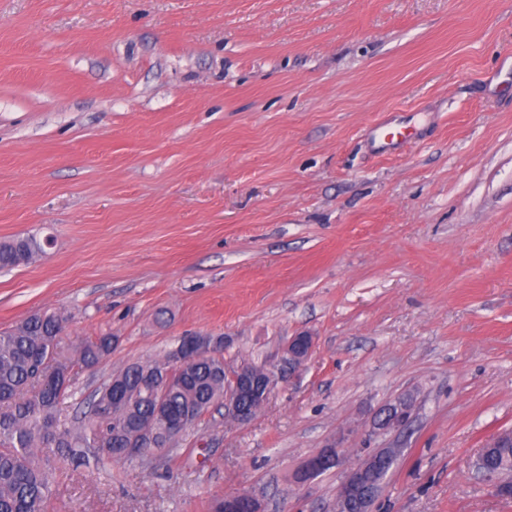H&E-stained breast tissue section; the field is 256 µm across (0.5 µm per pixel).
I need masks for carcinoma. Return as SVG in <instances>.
<instances>
[{
  "label": "carcinoma",
  "mask_w": 512,
  "mask_h": 512,
  "mask_svg": "<svg viewBox=\"0 0 512 512\" xmlns=\"http://www.w3.org/2000/svg\"><path fill=\"white\" fill-rule=\"evenodd\" d=\"M50 244L28 236L0 242V268L27 264ZM63 323L61 314L45 311L0 332V512H50L54 459L46 448L77 467L132 461L128 449L139 439L141 422L156 411L169 425L158 443L144 445L146 452L170 447L224 406L218 337L195 364L180 368L169 354L124 367L93 392L77 427L59 429L57 415L73 396L75 375L109 358L116 342L105 333L66 348ZM479 462L485 473H512V442L488 444Z\"/></svg>",
  "instance_id": "1"
}]
</instances>
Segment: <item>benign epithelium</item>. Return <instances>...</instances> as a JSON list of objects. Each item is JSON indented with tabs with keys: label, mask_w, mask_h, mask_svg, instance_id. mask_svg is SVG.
Instances as JSON below:
<instances>
[{
	"label": "benign epithelium",
	"mask_w": 512,
	"mask_h": 512,
	"mask_svg": "<svg viewBox=\"0 0 512 512\" xmlns=\"http://www.w3.org/2000/svg\"><path fill=\"white\" fill-rule=\"evenodd\" d=\"M205 343L197 339H187L175 349L176 361L186 365L202 358ZM314 338L308 333H300L289 338L280 359V367L270 369L255 368L242 363L224 375V415L237 423H247L253 419L240 402L242 389L248 388L259 403H264L274 390L280 376L285 372L299 369L311 356ZM414 410V397L405 394L394 402L384 405L374 417L371 432L383 436L390 431L403 429L411 419ZM402 455L400 448H378L366 455L361 462L344 471L337 498L336 512H373L384 482ZM345 464L344 450L330 445L309 458L300 479L307 481ZM224 512H261V503L253 494L246 497L238 494L224 498Z\"/></svg>",
	"instance_id": "7a95c632"
}]
</instances>
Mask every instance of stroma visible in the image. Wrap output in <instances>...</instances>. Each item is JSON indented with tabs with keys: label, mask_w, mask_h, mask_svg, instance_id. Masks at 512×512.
<instances>
[{
	"label": "stroma",
	"mask_w": 512,
	"mask_h": 512,
	"mask_svg": "<svg viewBox=\"0 0 512 512\" xmlns=\"http://www.w3.org/2000/svg\"><path fill=\"white\" fill-rule=\"evenodd\" d=\"M414 126L379 155L371 124ZM0 330L112 333L61 414L181 337L224 363L311 357L245 424L55 461L53 512H336L340 470L401 449L380 512H512L473 463L512 430V0H0ZM415 393L373 438L375 411ZM51 241L41 242L35 237H18L0 242V268H12L27 264L35 257L45 253V247ZM414 410V397L405 394L393 403L384 405L374 417L371 432L383 436L390 431L403 429L411 419ZM345 464L343 448L330 445L322 448L316 455L309 458L302 471L300 479L307 481L333 469H341ZM213 512H261V503L252 493L245 498L238 494L226 496L213 507Z\"/></svg>",
	"instance_id": "stroma-1"
}]
</instances>
